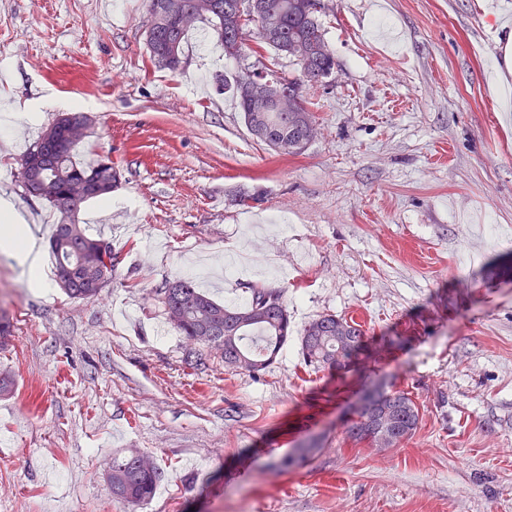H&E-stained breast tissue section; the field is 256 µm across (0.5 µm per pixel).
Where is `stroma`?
Listing matches in <instances>:
<instances>
[{
    "instance_id": "35a3bbf8",
    "label": "stroma",
    "mask_w": 512,
    "mask_h": 512,
    "mask_svg": "<svg viewBox=\"0 0 512 512\" xmlns=\"http://www.w3.org/2000/svg\"><path fill=\"white\" fill-rule=\"evenodd\" d=\"M323 3L336 67L309 91L315 138L282 157L219 83L294 75L288 57H225L200 23L175 73L149 59L148 0H0V199L48 242L58 215L17 170L69 100L93 119L77 161L120 173L75 214L112 248L97 297L34 287L0 251V512H512V27L490 20L512 0ZM179 276L223 303L282 289L298 330L351 317L367 356L314 372L292 341L228 370L166 314ZM376 387L421 408L400 447L344 438ZM127 448L166 475L141 509L103 478Z\"/></svg>"
}]
</instances>
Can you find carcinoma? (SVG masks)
<instances>
[{
  "mask_svg": "<svg viewBox=\"0 0 512 512\" xmlns=\"http://www.w3.org/2000/svg\"><path fill=\"white\" fill-rule=\"evenodd\" d=\"M250 0H149L148 10H158V23L146 33L151 61L171 71L182 64L183 44L189 29L178 26L183 11L192 12L197 22L209 25L214 39L224 47V55H241L248 38L255 39L256 49L271 48L287 56L298 66L293 77H274L273 84L293 94L294 107L288 112H258L242 91L241 79L224 88L238 99L243 119L250 134L259 127L270 129L272 138L262 143L284 156L301 154L310 136V124L315 122L305 96V89L323 83L336 66L327 47L316 12L307 9V0H256L257 13L248 10ZM59 121L50 124L23 155L34 160L33 177L39 189L38 199L49 204L59 214L50 237L55 271L63 264H72L78 275L65 293L72 299L87 300L97 296L99 276L112 271V249L104 254H84L81 247L94 239L85 224H76V237L64 239L66 220L64 197L66 182L83 175L114 185L117 170L98 160L83 166L74 160L78 145L59 143ZM243 306H227L217 302L187 277H177L160 289L162 304L169 319L188 339L218 351L224 367L244 371L253 376L269 368L279 352L292 338L288 302L282 289L253 285ZM366 331L352 320L334 314H322L309 321L298 337L299 354L303 363L317 371H342L363 350ZM355 408L345 428L346 440L355 444H371L390 433L394 447L417 432L420 408L412 394L394 389L385 394L379 420L368 422L366 403ZM112 494L119 500L144 506L163 480V472L147 455L129 448L112 456Z\"/></svg>",
  "mask_w": 512,
  "mask_h": 512,
  "instance_id": "obj_1",
  "label": "carcinoma"
}]
</instances>
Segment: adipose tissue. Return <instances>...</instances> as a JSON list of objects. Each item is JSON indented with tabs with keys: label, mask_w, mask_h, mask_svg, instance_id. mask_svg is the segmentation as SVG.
Returning a JSON list of instances; mask_svg holds the SVG:
<instances>
[{
	"label": "adipose tissue",
	"mask_w": 512,
	"mask_h": 512,
	"mask_svg": "<svg viewBox=\"0 0 512 512\" xmlns=\"http://www.w3.org/2000/svg\"><path fill=\"white\" fill-rule=\"evenodd\" d=\"M0 250L14 255L33 284L46 285L48 274L41 247L28 225L6 201L0 203Z\"/></svg>",
	"instance_id": "1"
}]
</instances>
